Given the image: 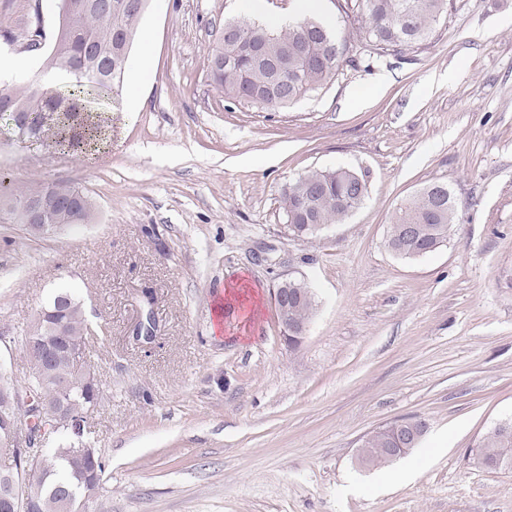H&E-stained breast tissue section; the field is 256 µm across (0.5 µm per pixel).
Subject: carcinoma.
<instances>
[{"instance_id": "cac0c4a2", "label": "carcinoma", "mask_w": 512, "mask_h": 512, "mask_svg": "<svg viewBox=\"0 0 512 512\" xmlns=\"http://www.w3.org/2000/svg\"><path fill=\"white\" fill-rule=\"evenodd\" d=\"M59 0V22L45 60L50 72L69 81L49 87L37 81H14L0 89V121L19 137L31 142L51 140L62 152L80 154L86 146L84 112L89 105L116 99L123 87L129 53H112V31L125 30L126 48H131L146 0ZM448 10V0H356V39L366 46L403 54L426 40ZM351 42L340 39L332 28L314 17L304 16L287 27L262 22L228 20L224 33L211 52V79L224 97L276 110L327 85L342 63L352 60L344 52ZM368 173L347 167L312 170L288 186L283 196L285 215L293 218L304 239L318 238L323 228L340 224L368 196ZM49 194L67 200L77 197L81 205L65 219L67 224H90L94 220L91 198L65 181L34 182L12 188V198L0 200V221L29 222L28 204L39 203ZM457 219V205L447 186L430 184L401 204L388 225L385 245L401 258H416L419 249L441 247L448 239V225ZM405 224H415L420 241L399 249L394 236ZM49 314L34 320L25 330L22 346L32 339L57 340L50 324L62 329L65 347L42 370L30 371L19 388L7 371L0 369V421L26 415L13 404L11 395L40 399L50 407L64 404L75 414L86 413L94 397H101L102 383L85 381L83 370L94 368L87 347L89 328L83 304L67 288H58L45 306ZM55 446L41 452L40 475L27 485L26 502L10 510L3 495L11 480L25 473L24 455L9 448L0 425V512H66L65 499L94 497L97 486L88 484L87 474L97 468L102 479L103 459L94 462L80 448L95 443L65 430L54 433ZM391 436L376 429L364 442L367 467L395 460L390 452ZM475 456L482 467L494 470L501 460H512V432L493 427L478 441Z\"/></svg>"}]
</instances>
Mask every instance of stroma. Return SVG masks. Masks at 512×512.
Returning <instances> with one entry per match:
<instances>
[{
  "instance_id": "obj_1",
  "label": "stroma",
  "mask_w": 512,
  "mask_h": 512,
  "mask_svg": "<svg viewBox=\"0 0 512 512\" xmlns=\"http://www.w3.org/2000/svg\"><path fill=\"white\" fill-rule=\"evenodd\" d=\"M239 2L147 0L128 67L149 51L152 80L113 105L98 160L0 125V170L68 181L98 210L45 236L0 222V364L25 380V328L53 288L78 294L104 383L91 512H512V473L475 460L512 417V0H453L401 57L355 46L357 64L276 111L211 80ZM38 20L53 32L56 0H0L1 74L41 79L45 51L24 38ZM338 166L369 172L366 201L293 239L283 192ZM431 183L456 222L432 254L397 257L391 216ZM288 277L317 298L296 346L272 296ZM232 285L254 311L215 315ZM147 321L152 339L137 338ZM414 419L427 431L412 480L358 467L366 434Z\"/></svg>"
}]
</instances>
